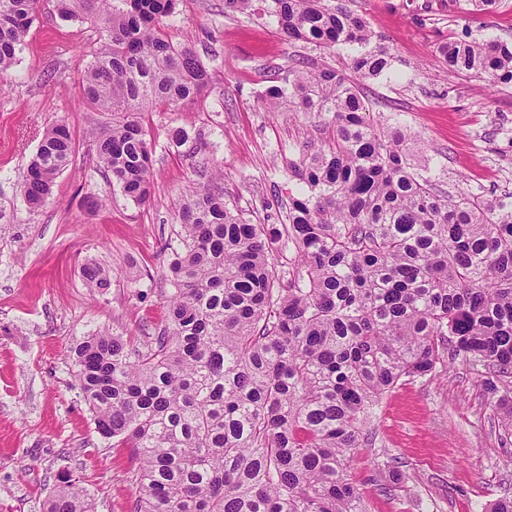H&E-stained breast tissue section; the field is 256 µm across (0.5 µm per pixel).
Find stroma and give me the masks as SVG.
<instances>
[{
	"label": "stroma",
	"instance_id": "obj_1",
	"mask_svg": "<svg viewBox=\"0 0 512 512\" xmlns=\"http://www.w3.org/2000/svg\"><path fill=\"white\" fill-rule=\"evenodd\" d=\"M389 47L390 67L363 81L374 124L406 126L415 166L448 193H512V84L443 70L436 48L451 37L512 43V0L483 10L472 0H351ZM191 46L212 76L199 102L151 112V201L134 205L94 161L92 134L109 122L82 95L81 63L101 47L87 20L59 19L53 0L39 13L18 61L0 82V512H45L61 480L77 481L96 512H132L131 465L98 433L79 389L70 350L99 331L140 338L165 323V243L177 240L183 188L224 169L231 205L255 222L281 226L288 176L317 116L270 112L263 97L293 59L339 67L346 49L288 42L254 11L224 0H179L167 30ZM66 121L75 141L52 194L29 210L20 183L48 128ZM189 135L176 145L172 129ZM112 273L106 292L85 286L81 267ZM459 359L408 380L371 417L372 446L358 449L350 474L368 512H489L512 493V433Z\"/></svg>",
	"mask_w": 512,
	"mask_h": 512
}]
</instances>
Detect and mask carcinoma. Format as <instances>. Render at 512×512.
Masks as SVG:
<instances>
[{
    "label": "carcinoma",
    "mask_w": 512,
    "mask_h": 512,
    "mask_svg": "<svg viewBox=\"0 0 512 512\" xmlns=\"http://www.w3.org/2000/svg\"><path fill=\"white\" fill-rule=\"evenodd\" d=\"M176 2L56 0L60 19H88L103 38L82 65L84 98L112 115L94 134L96 161L138 206L154 186L144 113L188 108L210 82L165 32ZM271 2L288 40L360 48L350 69L361 79L388 68V48L345 0ZM37 3L0 0V81ZM437 53L452 72L512 83L506 42L457 38ZM264 101L324 118L288 163L303 188L283 230L229 206L215 171L180 199L164 329L142 342L98 332L71 350L97 432L136 464L133 512H366L350 462L392 390L462 358L488 394H512V193L438 189L411 162L408 129L366 122L359 85L334 67H293ZM74 149L65 123L44 133L20 183L29 209ZM282 241L295 257L279 269ZM82 277L111 286L96 262ZM46 512L95 503L67 480Z\"/></svg>",
    "instance_id": "carcinoma-1"
}]
</instances>
